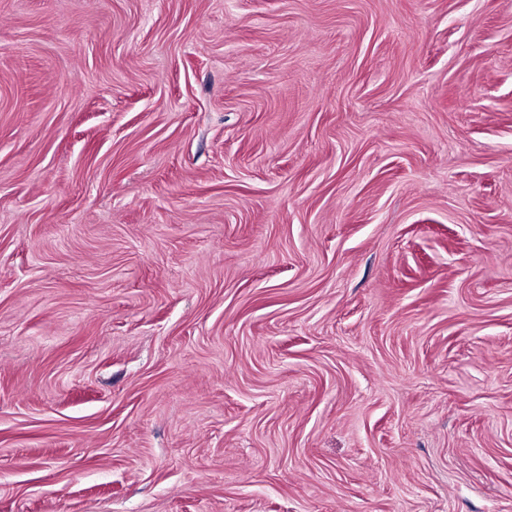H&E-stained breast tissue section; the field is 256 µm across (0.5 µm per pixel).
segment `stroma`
<instances>
[{
    "mask_svg": "<svg viewBox=\"0 0 512 512\" xmlns=\"http://www.w3.org/2000/svg\"><path fill=\"white\" fill-rule=\"evenodd\" d=\"M0 512H512V0H0Z\"/></svg>",
    "mask_w": 512,
    "mask_h": 512,
    "instance_id": "obj_1",
    "label": "stroma"
}]
</instances>
